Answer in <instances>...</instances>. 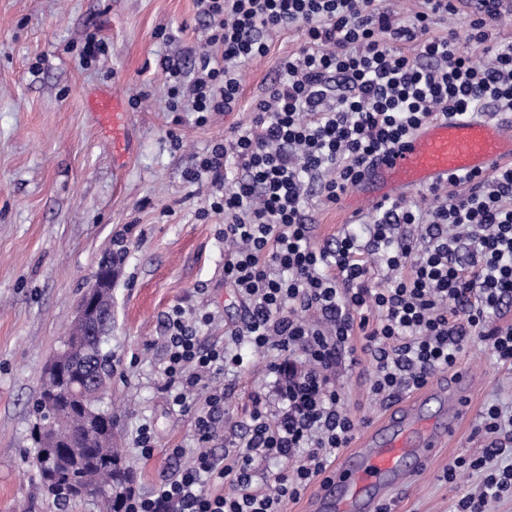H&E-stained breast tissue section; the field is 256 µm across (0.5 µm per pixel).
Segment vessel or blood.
I'll return each instance as SVG.
<instances>
[{"mask_svg":"<svg viewBox=\"0 0 512 512\" xmlns=\"http://www.w3.org/2000/svg\"><path fill=\"white\" fill-rule=\"evenodd\" d=\"M91 112L120 118L122 105L108 90L89 96ZM512 159V136L488 117L430 120L399 147L362 171L347 209L430 187L453 173H484ZM448 415L438 422L419 420L416 406L402 407L372 431L363 447L344 455L315 493L316 512H376L380 502L400 490L409 473L420 470L450 437L465 410L457 395H439Z\"/></svg>","mask_w":512,"mask_h":512,"instance_id":"vessel-or-blood-1","label":"vessel or blood"}]
</instances>
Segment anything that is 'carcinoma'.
<instances>
[{"label":"carcinoma","instance_id":"cac0c4a2","mask_svg":"<svg viewBox=\"0 0 512 512\" xmlns=\"http://www.w3.org/2000/svg\"><path fill=\"white\" fill-rule=\"evenodd\" d=\"M103 338L96 335L95 321L75 319L69 335L58 351L60 373L41 374L37 398L31 404L34 422L30 436L34 455L57 441L76 442L83 448L79 462L70 467L63 460H50L36 467L43 491L65 503L80 493L73 477H86V497L100 503L102 512H123L132 473L125 457L112 447L104 423L112 422L109 393L88 392L82 401L68 400L57 394L63 384L83 383L90 374L109 378L114 372L112 352L102 348Z\"/></svg>","mask_w":512,"mask_h":512}]
</instances>
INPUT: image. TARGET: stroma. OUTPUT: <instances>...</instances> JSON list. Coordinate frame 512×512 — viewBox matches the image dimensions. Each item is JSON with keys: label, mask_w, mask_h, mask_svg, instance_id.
Here are the masks:
<instances>
[{"label": "stroma", "mask_w": 512, "mask_h": 512, "mask_svg": "<svg viewBox=\"0 0 512 512\" xmlns=\"http://www.w3.org/2000/svg\"><path fill=\"white\" fill-rule=\"evenodd\" d=\"M92 33L107 46L86 63L82 50ZM207 37L195 0H0V512H97L90 501L62 506L42 492L28 465V402L116 239L127 252L115 267L105 347L116 360L114 444L133 472V488L149 492L186 466L170 448L198 445L193 410L173 406L165 388L164 316L177 304L211 313L213 323L198 333L209 346L244 312L224 282V217L211 210L210 184L187 182L185 174L214 142L252 125V102L277 80L281 59L305 42L296 27L273 36L269 53L242 67L240 109L208 113L202 122L197 113L170 111L159 61L206 50ZM102 88L127 113L124 147L87 110V94ZM305 210L317 245L352 221L315 191ZM243 356V367L208 380L225 392L219 436L203 445L217 457L238 439L254 393L271 394L274 385L269 357ZM457 369L467 376L466 414L447 447L394 495L395 512H450L459 490L444 471L456 457L479 452L475 428L487 406L512 405V367L499 364L480 338H469ZM373 376L367 360L336 368L342 403L365 426L411 397L401 391L380 400L370 390ZM144 424L158 440L148 459L134 446Z\"/></svg>", "instance_id": "35a3bbf8"}]
</instances>
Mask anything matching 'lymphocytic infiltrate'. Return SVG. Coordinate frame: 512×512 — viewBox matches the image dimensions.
Masks as SVG:
<instances>
[{
  "instance_id": "obj_1",
  "label": "lymphocytic infiltrate",
  "mask_w": 512,
  "mask_h": 512,
  "mask_svg": "<svg viewBox=\"0 0 512 512\" xmlns=\"http://www.w3.org/2000/svg\"><path fill=\"white\" fill-rule=\"evenodd\" d=\"M209 32V51L194 78L181 60L159 64L171 110L231 112L240 98L242 63L265 56L270 33L295 25L306 39L280 63L278 80L260 98L253 124L232 144L215 143L189 172L208 174L213 210L224 215V281L245 315L223 344L202 346L196 332L210 313L188 320L181 306L165 319L166 375L173 405L187 399L206 372L243 363L241 347L272 348L280 361L277 409L254 396L241 442L217 458L201 452L149 494L129 493L126 512H285L315 480L330 473L357 424L336 389L340 353L351 366L375 365L371 391L381 398L419 389L457 363L473 336L483 337L499 363L512 366V168L497 174H452L429 187L424 205L396 197L376 204L362 232L346 231L325 245L311 242L303 209L310 185L326 204L341 202L363 164L394 150L424 122L512 112V45L483 61L456 46L455 32L431 33L454 0H423L410 23L395 21L378 0H195ZM419 48L409 57L402 44ZM241 173L225 191L230 160ZM331 178H324V171ZM420 226V236L401 232ZM378 255L384 282L367 258ZM321 316L308 322V312ZM363 339L361 348L350 345ZM499 405L481 415L479 454L459 457L443 478L464 473L480 483L458 495L453 512H489L512 493V467L491 461L512 447V428ZM292 458V472L266 475L262 465ZM228 485V493L217 488Z\"/></svg>"
}]
</instances>
